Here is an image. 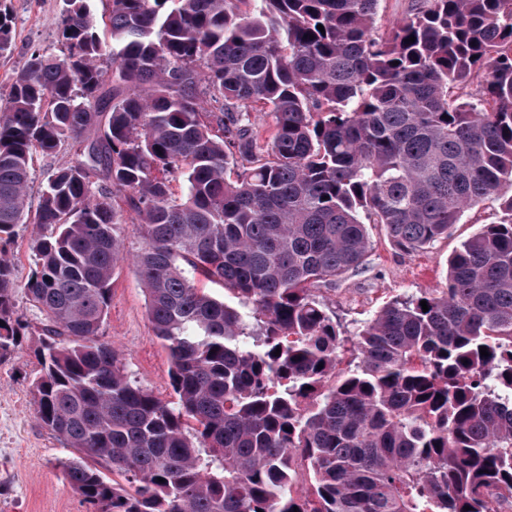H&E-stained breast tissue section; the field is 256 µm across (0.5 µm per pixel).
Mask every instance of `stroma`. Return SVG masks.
Returning a JSON list of instances; mask_svg holds the SVG:
<instances>
[{"label": "stroma", "instance_id": "1", "mask_svg": "<svg viewBox=\"0 0 512 512\" xmlns=\"http://www.w3.org/2000/svg\"><path fill=\"white\" fill-rule=\"evenodd\" d=\"M14 48L0 57V85L38 48L55 44L56 20L65 0H12ZM500 216L498 201L464 212L447 237L405 253L390 241L384 227H368L371 248L363 269L347 273L335 287L315 296L330 312L343 336H353L386 304L441 291L446 286L448 256L462 241ZM118 233L123 258L112 277V299L100 337L119 352L128 378L162 402L175 399L170 361L155 338L147 314L144 288L133 263L143 246L141 229L122 224ZM16 311L25 324L20 347L0 358V512H88L59 465L68 448L36 418L33 382L41 366L35 351L41 341V315L24 292L16 294Z\"/></svg>", "mask_w": 512, "mask_h": 512}]
</instances>
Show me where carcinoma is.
<instances>
[{
	"instance_id": "cac0c4a2",
	"label": "carcinoma",
	"mask_w": 512,
	"mask_h": 512,
	"mask_svg": "<svg viewBox=\"0 0 512 512\" xmlns=\"http://www.w3.org/2000/svg\"><path fill=\"white\" fill-rule=\"evenodd\" d=\"M65 2L0 107V354L30 224L36 416L89 510L512 512V0H411L382 32L380 0ZM14 24L0 0L1 57ZM493 196L446 288L342 337L314 291L364 266L366 225L415 252ZM129 220L172 403L99 338ZM71 159L68 150H61L51 156H40L35 163L32 183L29 190V201L33 209L36 208L39 196L47 182L48 176L59 166L65 164ZM31 232V226L27 224H20L16 228L13 241L10 245H7L8 251L14 256L15 280L19 286L27 280L30 273L28 243Z\"/></svg>"
}]
</instances>
